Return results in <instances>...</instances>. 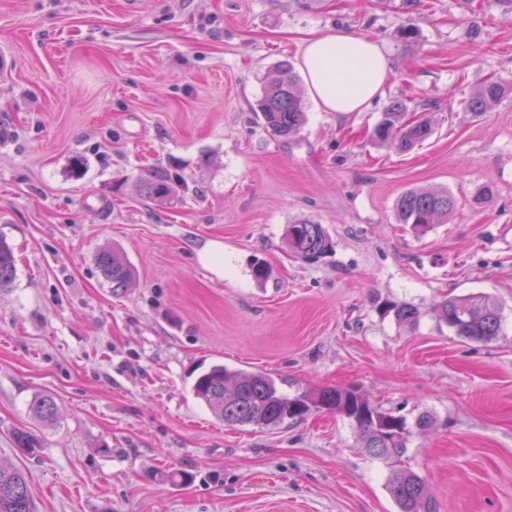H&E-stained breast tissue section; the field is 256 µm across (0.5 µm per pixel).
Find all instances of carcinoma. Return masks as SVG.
Here are the masks:
<instances>
[{"mask_svg": "<svg viewBox=\"0 0 512 512\" xmlns=\"http://www.w3.org/2000/svg\"><path fill=\"white\" fill-rule=\"evenodd\" d=\"M511 95V85L489 80L472 90L467 107L477 115ZM404 111L402 102H392L384 118L373 128L371 141L382 148L407 152L433 134L434 122L428 116L399 122ZM255 112L277 137L288 139L301 131L307 121V105L291 64L282 63L268 71ZM140 187L145 199L163 201L185 189V184L179 176L156 168L141 179ZM456 208L457 199L446 190L409 191L397 202L396 220L399 224L426 230L434 224L448 223ZM285 238L290 252L305 262H317L333 250L326 229L310 219L293 221L287 227ZM96 261L116 296L125 292L136 277L135 268L116 247L99 249ZM15 276L13 250L0 239V288L8 287ZM433 314L456 335L466 339L486 341L499 334V307L493 297L485 293L446 298L433 309ZM191 392L217 419L230 426L277 429L313 411L324 410L351 421L369 455L393 463L404 455L409 441L410 430L404 417L381 410L355 388L328 387L290 397L268 373L214 364L195 378ZM30 412L45 426L57 422L58 406L48 394L35 396ZM11 443L23 456H35L42 447L41 437L24 428L11 433ZM387 488L399 512H438L426 480L413 470L391 469ZM0 512H34L25 470L0 465Z\"/></svg>", "mask_w": 512, "mask_h": 512, "instance_id": "1", "label": "carcinoma"}]
</instances>
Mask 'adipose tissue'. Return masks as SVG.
Returning a JSON list of instances; mask_svg holds the SVG:
<instances>
[{"instance_id": "1", "label": "adipose tissue", "mask_w": 512, "mask_h": 512, "mask_svg": "<svg viewBox=\"0 0 512 512\" xmlns=\"http://www.w3.org/2000/svg\"><path fill=\"white\" fill-rule=\"evenodd\" d=\"M300 67L323 112H360L383 94L393 68L378 42L345 32L306 39Z\"/></svg>"}]
</instances>
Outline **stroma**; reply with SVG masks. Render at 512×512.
Listing matches in <instances>:
<instances>
[{
  "instance_id": "obj_1",
  "label": "stroma",
  "mask_w": 512,
  "mask_h": 512,
  "mask_svg": "<svg viewBox=\"0 0 512 512\" xmlns=\"http://www.w3.org/2000/svg\"><path fill=\"white\" fill-rule=\"evenodd\" d=\"M340 29L390 56L384 95L347 114L308 102L295 137L272 135L252 111L264 74ZM490 78L512 84V0H0V238L17 268L0 290V463L29 469L35 512H398L389 464L347 420H217L188 378L216 362L291 396L354 386L430 415L401 464L439 512H512V97L466 108ZM395 100L437 121L405 153L368 140ZM158 165L187 190L142 199ZM415 189L450 191L455 215L397 223ZM300 217L332 238L319 262L284 245ZM211 243L220 276L199 261ZM106 245L137 271L121 298L96 263ZM478 292L499 305L496 338L433 318ZM41 393L54 426L29 410ZM17 428L42 437L37 457L15 453ZM30 412L44 426H52L57 422L58 406L54 397L48 394L36 395L30 403Z\"/></svg>"
}]
</instances>
